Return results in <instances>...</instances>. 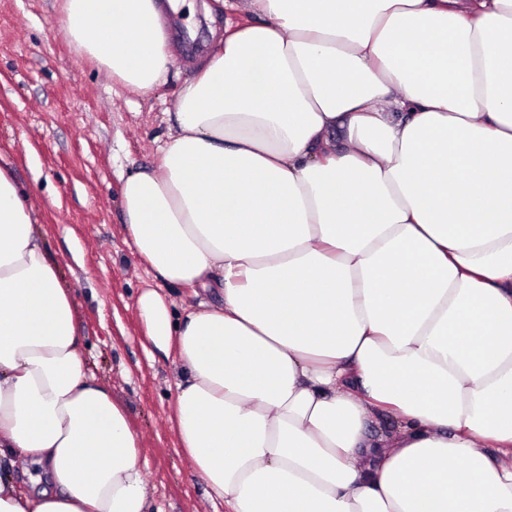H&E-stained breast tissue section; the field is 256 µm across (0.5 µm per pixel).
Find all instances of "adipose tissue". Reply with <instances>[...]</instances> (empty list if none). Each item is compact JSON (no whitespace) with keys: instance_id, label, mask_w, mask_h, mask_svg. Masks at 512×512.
I'll return each mask as SVG.
<instances>
[{"instance_id":"adipose-tissue-1","label":"adipose tissue","mask_w":512,"mask_h":512,"mask_svg":"<svg viewBox=\"0 0 512 512\" xmlns=\"http://www.w3.org/2000/svg\"><path fill=\"white\" fill-rule=\"evenodd\" d=\"M248 2L121 187L145 262L217 296L180 322L139 298L181 447L227 512H512V0ZM181 5L61 0L59 29L149 88ZM0 461V512H147L4 162Z\"/></svg>"}]
</instances>
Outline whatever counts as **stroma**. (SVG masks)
<instances>
[{"label": "stroma", "mask_w": 512, "mask_h": 512, "mask_svg": "<svg viewBox=\"0 0 512 512\" xmlns=\"http://www.w3.org/2000/svg\"><path fill=\"white\" fill-rule=\"evenodd\" d=\"M59 6L0 0V154L36 204L46 247L73 293L86 367L125 405L140 437L152 512H223L179 446L178 359L145 336L138 299L162 283L128 236L120 177L156 163L166 113L211 28L224 21L173 16L181 75L139 89L75 54L59 31Z\"/></svg>", "instance_id": "35a3bbf8"}]
</instances>
